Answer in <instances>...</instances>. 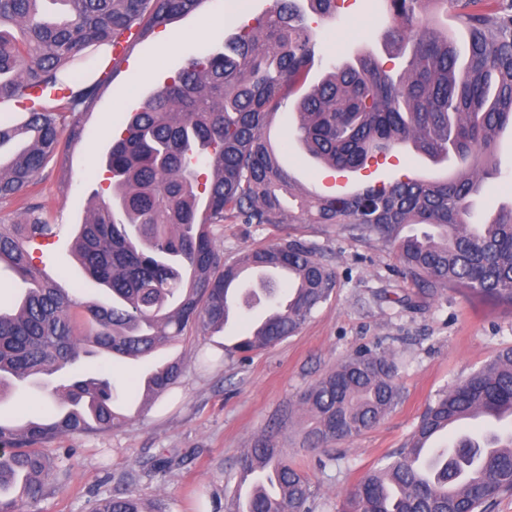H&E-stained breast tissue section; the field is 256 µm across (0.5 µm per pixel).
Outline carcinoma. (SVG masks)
<instances>
[{"label": "carcinoma", "mask_w": 512, "mask_h": 512, "mask_svg": "<svg viewBox=\"0 0 512 512\" xmlns=\"http://www.w3.org/2000/svg\"><path fill=\"white\" fill-rule=\"evenodd\" d=\"M44 0H0V105L21 119L0 121V147L19 149L0 162V201L23 194L60 153V128L79 141L71 118L91 109L101 81L68 73L88 52L112 48L133 28L142 37L196 11L203 0H53L59 18L43 17ZM381 37L404 58L394 76L368 53L334 64L296 105V138L339 172L362 170L394 148L412 145L438 163L454 155L456 176L368 185L350 195L311 194L281 163L267 132L314 64L316 32L297 0L271 6L240 27L224 51L188 58L170 81L120 121L106 172L112 200L94 206L73 239L86 280L107 288L112 303L77 302L33 262L30 243L60 225L27 203L13 224H0V265L30 287L10 312L0 311V399L27 384L55 397L54 409L26 413L22 424L0 420V512L36 500L56 470L38 445L59 436L123 428L118 389L107 365L69 368L107 354L131 360L188 332L224 329L235 310L233 285L251 268L288 271L285 298L269 281L268 314L227 350L248 357L294 335L336 287L334 270L313 245L282 239L228 261L216 247L226 224H337L352 237L392 248L424 295L458 288L512 306V204L473 222L472 197L500 174L495 145L512 126V0H383ZM467 40L465 59L439 16ZM57 89L59 106L44 104ZM410 224L432 232L406 235ZM183 363L148 373L128 399L142 411L180 379ZM397 367L390 354L363 348L301 395L302 443L326 447L373 428L395 406ZM481 411L512 417V347L500 350L461 384L441 393L386 463L371 470L340 512H485L512 494V432L462 434L438 447L432 472L414 459L448 425ZM272 467L276 489L257 491L225 512H312L317 492L270 440L241 456L239 480ZM17 496L4 498L15 486ZM92 512H166L146 508L130 491L98 499Z\"/></svg>", "instance_id": "carcinoma-1"}]
</instances>
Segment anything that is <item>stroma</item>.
Here are the masks:
<instances>
[{"label":"stroma","mask_w":512,"mask_h":512,"mask_svg":"<svg viewBox=\"0 0 512 512\" xmlns=\"http://www.w3.org/2000/svg\"><path fill=\"white\" fill-rule=\"evenodd\" d=\"M271 0H204L172 23L181 41L173 50L158 47L159 34L138 44L128 64L118 66L105 83L94 109L82 115V140L49 164L32 188L45 205L59 237L39 247L42 267L63 287L83 273L68 248L87 213L98 201L111 200L105 168L119 134L122 111L139 107L163 87L188 57L205 48L222 49L224 40L253 21ZM307 21L318 33L309 84L318 83L333 63L372 53L391 73L402 68L379 39L382 17L375 0H336L335 15L320 20L300 0ZM154 63L140 77L138 65ZM293 105L280 109L275 122L284 144L283 159L305 186L323 195L344 193L347 178L358 185L421 176L454 175L455 158L433 164L412 148L394 149L355 173L339 172L314 161L295 139ZM500 176L476 198V216L512 203V128L497 141ZM299 238L320 249L336 273V290L294 336L248 359L224 353L225 336L245 335L259 321L264 304L242 307L224 333L195 334L163 346L138 361L117 359L109 369L115 382L138 389L155 365L178 360L184 373L178 384L119 431L61 436L42 444L57 458L67 479L50 477L42 498L24 502L21 512H89L90 504L117 488L127 471L138 477L131 491L148 504H168L170 512H224V489L237 481L239 459L261 437L275 441L284 455L317 488L315 512H336L344 494L387 454L400 448L420 415L438 394L463 382L499 350L512 346V308L446 289L434 298L419 295L417 285L400 272L393 250L381 243L352 238L330 224H283L273 229L228 224L216 244L226 258L277 242ZM413 304L401 306L400 297ZM391 353L397 367L398 403L378 425L330 449L303 448L298 435L301 393L359 348ZM170 459L165 477L150 475L158 459Z\"/></svg>","instance_id":"1"}]
</instances>
